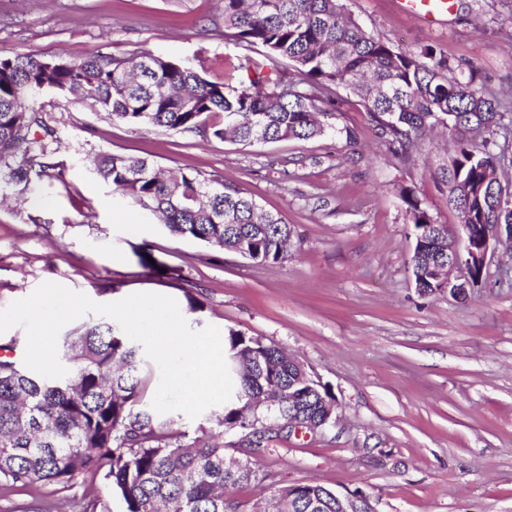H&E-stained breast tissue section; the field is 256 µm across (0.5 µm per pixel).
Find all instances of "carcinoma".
I'll list each match as a JSON object with an SVG mask.
<instances>
[{"instance_id": "1", "label": "carcinoma", "mask_w": 512, "mask_h": 512, "mask_svg": "<svg viewBox=\"0 0 512 512\" xmlns=\"http://www.w3.org/2000/svg\"><path fill=\"white\" fill-rule=\"evenodd\" d=\"M224 38L245 51L264 50L265 60L242 56L222 82L198 70L141 51L136 56L90 53L80 59L45 60L0 54V185H26L49 174L35 89L50 83L74 90L115 122L136 129L197 132L243 144L310 139L336 131V90L364 106L375 133L402 158L434 129L456 145L444 172L448 204L463 224H512L499 197L512 185L495 177L493 134L507 129L496 95L475 69L450 61L430 46L419 55L398 51L367 29L345 0H223ZM99 177L157 215L180 239L197 240L256 262H279L298 237L238 184L174 175L144 158L102 154L91 159ZM416 234L427 237L434 219L413 191L399 190ZM413 251L418 291L438 284L431 269L448 248ZM229 370L238 377L217 425L248 433L251 452L266 429L251 404L262 400L288 420V395L302 398L300 417L324 429L323 398L300 380L288 355L229 330L224 339ZM0 355V480L22 488L67 486L83 472L103 477L125 512H245L226 495L259 479L251 461L226 462L224 440L190 438L158 419L143 402L146 363L140 345L113 322L80 324L62 340L64 359L76 369L60 379L25 370L3 347ZM275 512H305L274 490Z\"/></svg>"}]
</instances>
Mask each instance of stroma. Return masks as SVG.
Returning <instances> with one entry per match:
<instances>
[{"label":"stroma","instance_id":"1","mask_svg":"<svg viewBox=\"0 0 512 512\" xmlns=\"http://www.w3.org/2000/svg\"><path fill=\"white\" fill-rule=\"evenodd\" d=\"M346 4L397 48L435 46L512 94V0H453L438 24L401 12L397 0ZM221 12L222 0H0V52L148 50L220 81L240 53L218 30ZM38 107L56 168L0 202V309L45 281L98 303L158 293L177 301L192 329L238 330L290 354L336 416L316 432L269 433L253 456L243 432H223L228 457L252 459L261 475L233 490L239 501L263 504L277 487L312 480L356 512H512V255L498 252L465 297L420 294L398 196L412 189L458 233L438 177L451 156L446 132L404 162L343 95L336 131L252 146L137 130L51 90ZM103 152L237 183L296 227L297 252L262 264L172 236L95 174L91 159ZM92 503L123 512L91 473L65 487L0 489V512H84Z\"/></svg>","mask_w":512,"mask_h":512}]
</instances>
